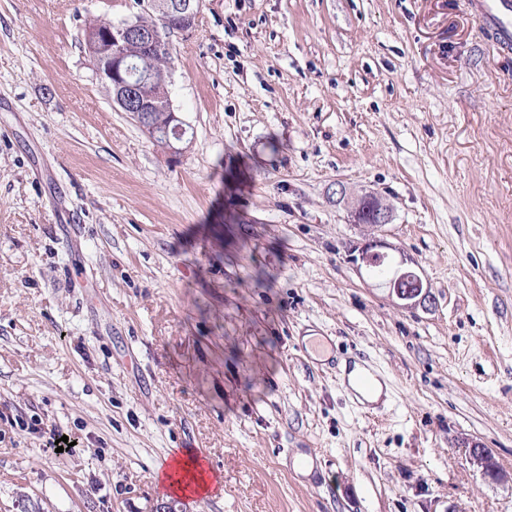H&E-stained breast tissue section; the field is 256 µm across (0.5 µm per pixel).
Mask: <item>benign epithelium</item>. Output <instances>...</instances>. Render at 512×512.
<instances>
[{
    "mask_svg": "<svg viewBox=\"0 0 512 512\" xmlns=\"http://www.w3.org/2000/svg\"><path fill=\"white\" fill-rule=\"evenodd\" d=\"M148 6L162 14L165 21L173 16L181 19L182 25L177 27V30L186 31L194 24L199 0H150ZM95 40L98 45L102 43L109 45V49L102 53L101 62L97 63L96 73L108 86L113 102L123 111L132 114L139 124L150 123L152 128H157V124L154 123L155 113L136 98L133 93L134 87L121 76L126 57L118 51L119 47L128 43H136L141 47H153L155 29L129 21L96 35ZM138 79L141 84L156 85V97L163 105L168 125L180 130L184 129L183 121L168 100L164 82L157 80L155 73L151 70L141 72ZM385 248L387 244L374 237L359 249V259L365 267L371 269L388 256V253L384 252ZM399 265L401 268L397 269L393 277L380 281V285L388 290L389 296L397 301L398 307L403 310H412L417 306L424 307L432 303L433 297L428 284L417 271L405 267L403 258L400 259ZM461 447L466 449L471 463L480 468L484 476L492 480L505 478L503 470L494 461L488 449L477 442L468 441L462 442Z\"/></svg>",
    "mask_w": 512,
    "mask_h": 512,
    "instance_id": "1",
    "label": "benign epithelium"
}]
</instances>
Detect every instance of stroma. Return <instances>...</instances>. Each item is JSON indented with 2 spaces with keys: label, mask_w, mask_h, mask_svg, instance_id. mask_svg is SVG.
<instances>
[{
  "label": "stroma",
  "mask_w": 512,
  "mask_h": 512,
  "mask_svg": "<svg viewBox=\"0 0 512 512\" xmlns=\"http://www.w3.org/2000/svg\"><path fill=\"white\" fill-rule=\"evenodd\" d=\"M146 12L0 0V512H152L175 448L224 483L183 512H512V52L470 0H200L173 156L85 45ZM369 194L428 307L360 269ZM348 387L360 402L375 404L384 396L382 383L366 368L355 364L346 374ZM462 448H466L469 459L473 465L481 469L482 474L492 480H501L505 474L500 466L494 461L488 448H484L477 442H462Z\"/></svg>",
  "instance_id": "1"
}]
</instances>
